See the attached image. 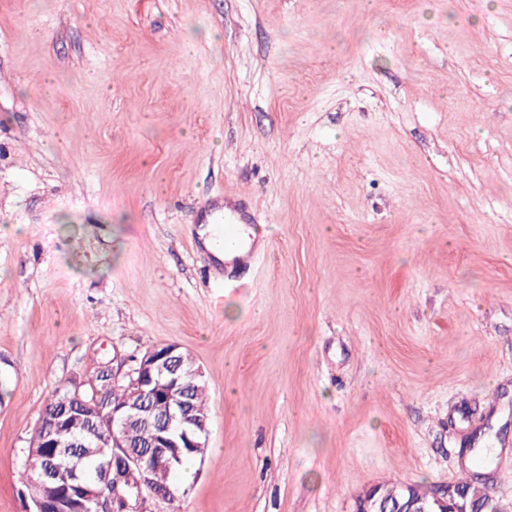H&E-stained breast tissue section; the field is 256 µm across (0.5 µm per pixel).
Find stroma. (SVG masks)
Here are the masks:
<instances>
[{
  "label": "stroma",
  "mask_w": 512,
  "mask_h": 512,
  "mask_svg": "<svg viewBox=\"0 0 512 512\" xmlns=\"http://www.w3.org/2000/svg\"><path fill=\"white\" fill-rule=\"evenodd\" d=\"M166 343L210 412L182 512L512 456V0H0V512L56 386ZM242 199L225 198L224 208L216 210L212 208V214L219 212L222 219L214 224L216 230L222 235L224 248L219 252L235 254V259L241 263H252L257 255V250L251 245L248 249L242 237L241 226L244 224H253L251 211H247L243 206Z\"/></svg>",
  "instance_id": "obj_1"
}]
</instances>
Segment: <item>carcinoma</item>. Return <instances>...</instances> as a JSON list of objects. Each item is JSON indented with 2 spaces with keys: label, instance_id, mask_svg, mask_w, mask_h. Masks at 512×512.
Segmentation results:
<instances>
[{
  "label": "carcinoma",
  "instance_id": "carcinoma-1",
  "mask_svg": "<svg viewBox=\"0 0 512 512\" xmlns=\"http://www.w3.org/2000/svg\"><path fill=\"white\" fill-rule=\"evenodd\" d=\"M76 384L58 387L54 390L44 412L29 440V447L37 450L38 457L34 461L46 472L50 473L43 493L47 497L59 495V501H66V493L75 495L83 492L90 495L95 491L106 498H112V475L105 474L104 465L112 445V437L116 436L130 446L140 456L142 470L159 472V479L167 484L175 496H180V487L176 478L186 466L203 456L206 441L196 448H183L179 457L171 467L162 464L158 458L159 449L153 447L157 428L149 427L132 414L123 426L100 431L99 437L90 434L91 423L80 422L72 427H65L57 422L55 412L70 398ZM159 392L152 397L155 411L163 416L175 411V392L167 375L163 374L157 381ZM103 413L110 414L114 409L127 410L132 408L137 397L128 387V382L105 386L97 383ZM194 413L204 424L209 423L207 406V388L203 379L194 383L191 394ZM472 466H478L472 461ZM470 466V467H472ZM470 467L462 465L464 476L454 482V486L467 497L468 507L472 512H506L499 501L493 496L490 487L472 478ZM375 509L388 502H412L419 512H435L433 489L422 485L405 487L398 484H384L375 489Z\"/></svg>",
  "mask_w": 512,
  "mask_h": 512
}]
</instances>
